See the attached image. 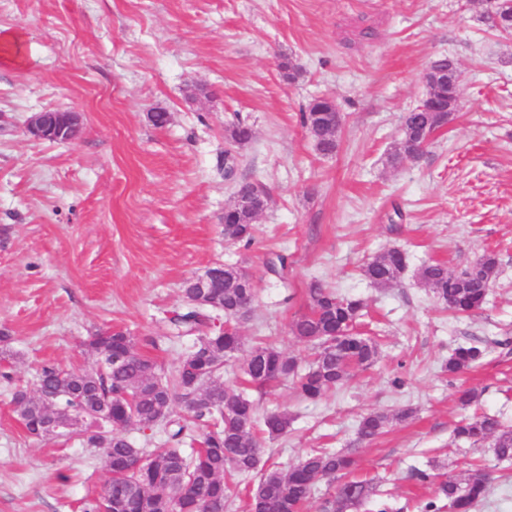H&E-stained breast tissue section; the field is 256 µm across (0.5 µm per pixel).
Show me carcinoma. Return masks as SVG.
<instances>
[{"label": "carcinoma", "mask_w": 512, "mask_h": 512, "mask_svg": "<svg viewBox=\"0 0 512 512\" xmlns=\"http://www.w3.org/2000/svg\"><path fill=\"white\" fill-rule=\"evenodd\" d=\"M495 12L493 25L503 36H512V0H485ZM453 119L450 112L402 114L401 134L389 153L393 169L403 165L414 151L420 133L441 130ZM303 127L317 150L336 153L342 126L341 114L330 97H317L301 115ZM236 144L252 141L250 126L239 122L228 129ZM254 214L231 206L224 212V238L249 246L254 240ZM407 266L406 252L392 247L361 267V275L380 288L399 283ZM236 266L224 271V287L210 289L209 300L198 302L199 289L191 279L181 288L186 311L170 318L173 335L194 338L174 373L163 378L156 362L140 353L134 338L122 329L102 330L90 337L89 351L96 356V370L72 371L54 364L42 366L38 383L51 391L44 398L35 390L16 387L12 402L24 431L45 436L52 419L70 421L69 429L87 448L103 458L109 478L99 497L84 503L83 512H224L239 494L236 478L253 473L260 465L259 436L277 438L288 432L291 418L279 411L260 418L257 408L239 388L219 382L224 365H237L244 383L263 388L289 381L302 399L320 400L356 368H367L379 357L377 341L356 331L366 307L363 300L343 296L321 280L310 283L307 311L290 324L291 335L314 350L308 367L296 357L263 342L243 352V336L237 320L246 289ZM498 273L497 259L485 254L461 272L431 262L419 270L420 281L432 290L448 310L470 315L482 308ZM483 357L477 346H460L448 357L445 369L458 373ZM181 413L173 415L174 405ZM412 410L393 416L380 412L364 415L358 433L363 440L382 434L391 420H405ZM142 431L160 429L166 439L150 452L138 448L126 436L129 427ZM455 436L474 445L497 438L495 453L512 459V428L489 414L461 421ZM355 465L349 453L314 450L295 467L265 470L249 491V512H303L317 483L344 482L337 488L331 512H353L372 492L366 479L346 478ZM491 488V477L470 470L462 478L439 485L451 512H472Z\"/></svg>", "instance_id": "carcinoma-1"}]
</instances>
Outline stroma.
I'll use <instances>...</instances> for the list:
<instances>
[{
	"label": "stroma",
	"mask_w": 512,
	"mask_h": 512,
	"mask_svg": "<svg viewBox=\"0 0 512 512\" xmlns=\"http://www.w3.org/2000/svg\"><path fill=\"white\" fill-rule=\"evenodd\" d=\"M484 11L481 0H0V34L24 37L18 54L0 38V332L15 379L32 384L46 362L92 367L87 342L109 328L170 375L193 340L170 341L166 313L186 279L217 264L253 277L246 344L268 337L304 365L311 351L289 325L319 279L367 302L380 359L317 402L286 384L250 390L258 414L292 418L265 440L263 465L285 471L311 449L346 448L375 486L359 512H422L435 488L414 470L436 461L454 478L477 462L497 479L474 512H512V464L452 433L464 388L479 394L474 412L512 425V38ZM443 55L461 72L455 118L419 161L392 169L400 117ZM318 96L343 119L329 156L300 121ZM45 109L80 112L79 137H29L28 118ZM157 110L165 126L153 125ZM237 121L254 130L243 147L225 135ZM239 180L266 193L248 247L224 237ZM396 205L406 219L394 226ZM391 247L407 268L374 287L360 267ZM486 253L498 275L472 316L446 313L420 283L425 263L457 272ZM279 254L288 267L276 276L266 262ZM461 344L485 355L448 373ZM406 408L413 417L359 440L362 416ZM105 480L78 439L28 436L0 383V512H81Z\"/></svg>",
	"instance_id": "obj_1"
}]
</instances>
